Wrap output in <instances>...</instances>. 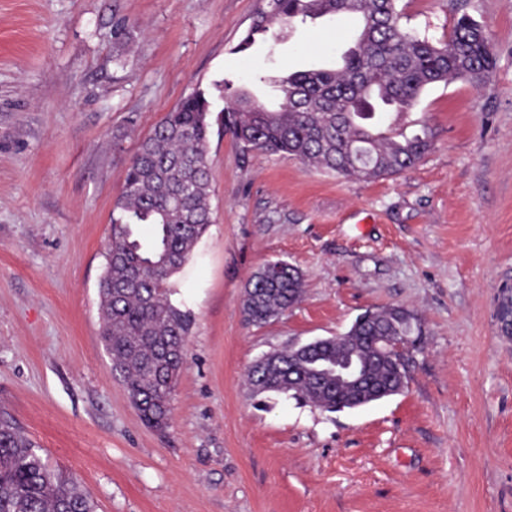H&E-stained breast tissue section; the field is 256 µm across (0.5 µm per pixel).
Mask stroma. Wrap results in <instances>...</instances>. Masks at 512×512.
<instances>
[{
    "mask_svg": "<svg viewBox=\"0 0 512 512\" xmlns=\"http://www.w3.org/2000/svg\"><path fill=\"white\" fill-rule=\"evenodd\" d=\"M263 0H0V417L73 476L98 512H512V0H469L497 63L479 87L426 88L394 128L432 132L420 162L361 181L242 152L216 83L277 105L266 80L339 59L354 23L278 27L235 47ZM457 0H399L447 39ZM127 23L125 47L116 26ZM212 92L213 222L174 275L186 361L167 428L146 425L100 337L112 211L138 142ZM282 260L301 301L254 325L248 277ZM402 306L422 334L403 392L329 413L252 395L263 354Z\"/></svg>",
    "mask_w": 512,
    "mask_h": 512,
    "instance_id": "1",
    "label": "stroma"
}]
</instances>
